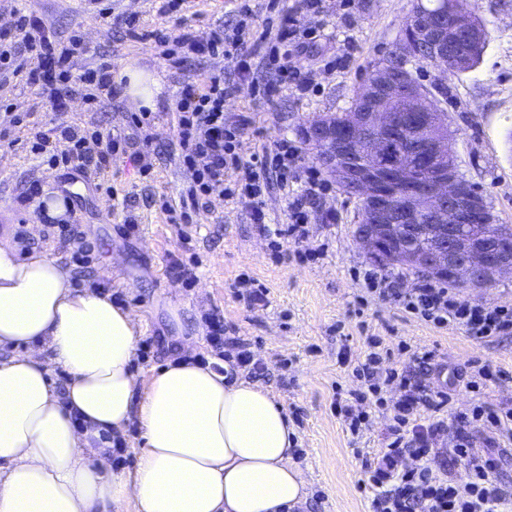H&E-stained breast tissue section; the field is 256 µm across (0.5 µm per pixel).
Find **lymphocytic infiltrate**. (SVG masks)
Instances as JSON below:
<instances>
[{
	"label": "lymphocytic infiltrate",
	"mask_w": 512,
	"mask_h": 512,
	"mask_svg": "<svg viewBox=\"0 0 512 512\" xmlns=\"http://www.w3.org/2000/svg\"><path fill=\"white\" fill-rule=\"evenodd\" d=\"M321 0H302L300 11L282 14L278 23H257L252 0H240L232 18L216 25L183 26L180 32L157 27L141 29L135 19L125 18L124 35L135 42L150 44L172 65L187 59L223 58L227 77H212L205 84L186 83L175 103L176 149L187 173L188 185L178 202H164L162 211L171 224L189 225L193 216L214 196L237 194L252 200V220L265 221L263 194L267 175L279 174L287 185L300 163V150L281 140L273 148H261L243 156V136L251 125L249 117L236 121L224 117V100L239 82H249L258 102H270L281 85H290L299 94L316 91L315 74L295 65L320 38V27H308L304 15H319ZM17 39L0 45V76H23L39 90L42 106L59 115L51 128L31 126L27 116L11 110L0 113V123L29 129L30 150L46 158L49 165L66 174L90 176L107 171L118 155H128L141 173H150L158 157L156 150H130L129 139L106 132L94 122L82 126L67 120L73 99L90 105L120 97L121 85L112 78V61L101 58L95 67L72 72L71 56L80 48L78 37L61 40L57 31L32 12L15 10ZM330 186L319 172L307 171L300 192L286 193V221L267 229L273 250L292 243L296 259L314 258L315 250L305 248L307 226ZM60 243L68 248L78 269H85L96 246L80 224L53 219ZM366 292L394 302L410 315L437 326L456 325L477 339L512 335V304L485 307L462 300L457 293L423 280L414 288L400 287L397 279L369 269L363 274ZM224 323L212 319L207 341L216 358L225 347L235 350L236 363L251 378L267 377L269 368L258 351L245 340L225 338ZM380 341L370 337V351L352 373L365 388L352 392L350 403L338 411L353 439H361L372 423L373 412L389 414L390 424L384 445L373 457L363 458L365 478L362 489L371 491V512H499L512 501L499 477L505 456L503 446L512 441V406L491 407L485 403L457 412L448 411V382L438 374L435 351L412 352V371L398 372L384 367L378 350ZM396 387L399 397L387 401L384 389ZM453 437L448 447H440L445 432ZM413 467H403L405 458ZM466 465L469 479L458 482L455 469Z\"/></svg>",
	"instance_id": "f902f5d3"
}]
</instances>
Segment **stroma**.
<instances>
[{"label": "stroma", "instance_id": "obj_1", "mask_svg": "<svg viewBox=\"0 0 512 512\" xmlns=\"http://www.w3.org/2000/svg\"><path fill=\"white\" fill-rule=\"evenodd\" d=\"M477 4L487 33L482 62L455 76L424 66L418 68L417 77L429 88H445L440 104L454 132L451 147L459 173L482 190L497 223L512 225V0H477ZM413 5L414 0H359L346 22L341 0H322L320 17L308 16L304 22L324 23L318 53L340 47L347 37L355 41L349 69L319 75L318 95L301 98L284 85L268 104L255 103L250 86L241 84L225 100L224 114L232 121L251 117L246 151L287 139L300 147L303 167H317L315 152L302 137L304 124L322 113L348 111L371 65L398 42ZM20 6L63 35L79 32L84 49L71 59L74 72L95 66L105 55L112 60L113 75L133 64L160 78L163 86L158 118L146 129L129 124L131 111L122 98L93 114L80 100L73 101L70 110L76 122L100 120L104 127L128 135L135 146L147 141L160 153L149 176H142L123 155L114 157L111 170L99 175L97 182L79 179L67 188L75 219L98 242L92 272L80 279V286L105 287L115 302L135 308L143 320L141 338L154 340L150 355L139 354L133 360L138 377L148 376L169 357L174 330L167 308L172 303L181 306L191 333L206 336V320L216 311L224 317L227 335L246 339L259 349L274 372L282 360H290L285 377L274 376L269 385L294 429L291 462L309 482L305 512L370 510L368 495L359 488L363 472L354 450L376 453L387 420L374 414L372 431L356 443L334 410L337 399L348 398L361 386L352 367L367 354L368 337H379L381 350L388 353L387 365L400 371L409 368L410 351H437L447 364L450 411L477 402L512 405V335L475 340L461 328H439L406 315L392 303L363 299L357 272L371 261L356 238L358 204L339 187H331L324 202L325 209L335 212V223L309 227L307 245L323 247L320 259L303 264L275 256L268 237L251 220L248 198L215 197L195 217L193 245L200 261L195 287L166 280L168 256L177 252L179 236L159 204L164 198L178 200L186 186V175L171 147L176 135L175 100L184 82L225 75L224 60H189L173 66L147 45L106 29L85 0H21ZM1 105L31 113L33 121L42 125L55 119L41 106L35 88L14 77L0 78ZM33 179L49 193L61 187L59 170L31 153L21 130L9 129L0 137V215L10 227L0 230V243L12 239V228L19 223L14 198ZM100 182L111 183L113 194L97 191ZM128 219L137 229L127 235L122 228ZM242 274L267 288L266 304L250 308L236 298L234 284ZM479 364L490 365L498 377L473 393L465 383Z\"/></svg>", "mask_w": 512, "mask_h": 512}]
</instances>
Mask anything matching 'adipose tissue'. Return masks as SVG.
I'll use <instances>...</instances> for the list:
<instances>
[{
  "label": "adipose tissue",
  "mask_w": 512,
  "mask_h": 512,
  "mask_svg": "<svg viewBox=\"0 0 512 512\" xmlns=\"http://www.w3.org/2000/svg\"><path fill=\"white\" fill-rule=\"evenodd\" d=\"M141 327L56 258L0 246V512H302L276 394L194 360L195 335L139 381ZM134 421L135 467H114L100 436Z\"/></svg>",
  "instance_id": "ef3b65f1"
}]
</instances>
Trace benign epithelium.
Here are the masks:
<instances>
[{"label":"benign epithelium","instance_id":"benign-epithelium-1","mask_svg":"<svg viewBox=\"0 0 512 512\" xmlns=\"http://www.w3.org/2000/svg\"><path fill=\"white\" fill-rule=\"evenodd\" d=\"M446 13L444 0L432 12L412 10L396 47L372 65L356 106L338 118L316 117L303 137L327 174L365 206L357 239L368 259L407 260L433 280L477 290L512 273V236L493 233L486 199L459 174L445 112L414 75L416 63L446 73L467 65L448 51V28L434 24ZM461 23L470 37L484 38L475 11Z\"/></svg>","mask_w":512,"mask_h":512}]
</instances>
